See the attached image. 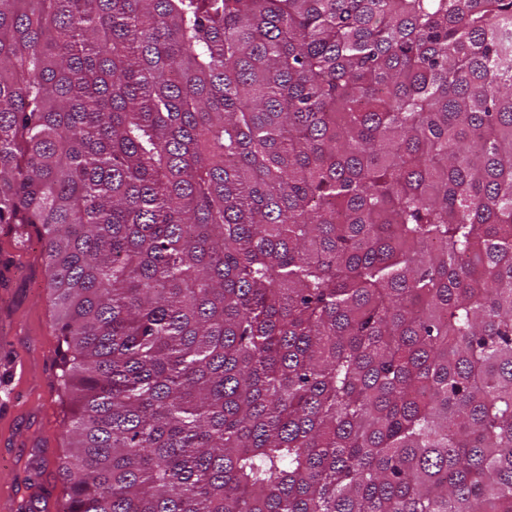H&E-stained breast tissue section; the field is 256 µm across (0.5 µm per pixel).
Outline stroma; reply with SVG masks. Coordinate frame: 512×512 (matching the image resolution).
<instances>
[{
	"label": "stroma",
	"mask_w": 512,
	"mask_h": 512,
	"mask_svg": "<svg viewBox=\"0 0 512 512\" xmlns=\"http://www.w3.org/2000/svg\"><path fill=\"white\" fill-rule=\"evenodd\" d=\"M45 284L38 237L14 244L0 224V512H62L68 419Z\"/></svg>",
	"instance_id": "stroma-1"
}]
</instances>
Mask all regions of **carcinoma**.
<instances>
[{
	"instance_id": "cac0c4a2",
	"label": "carcinoma",
	"mask_w": 512,
	"mask_h": 512,
	"mask_svg": "<svg viewBox=\"0 0 512 512\" xmlns=\"http://www.w3.org/2000/svg\"><path fill=\"white\" fill-rule=\"evenodd\" d=\"M64 512H512V0H0Z\"/></svg>"
}]
</instances>
